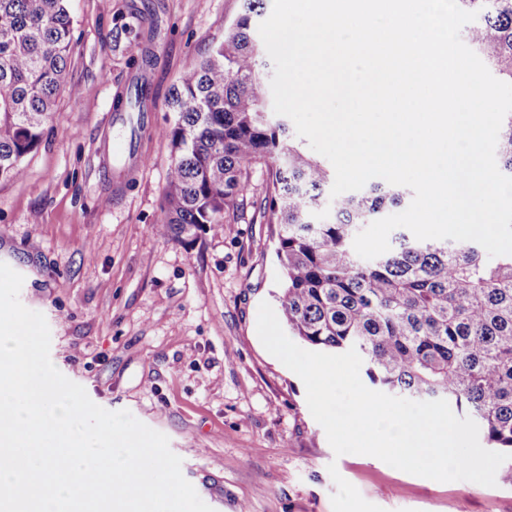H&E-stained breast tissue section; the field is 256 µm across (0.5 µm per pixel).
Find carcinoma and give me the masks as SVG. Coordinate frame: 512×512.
<instances>
[{
    "mask_svg": "<svg viewBox=\"0 0 512 512\" xmlns=\"http://www.w3.org/2000/svg\"><path fill=\"white\" fill-rule=\"evenodd\" d=\"M478 12L467 31L489 69L512 83V0H458ZM263 0H243L224 41L192 60L173 88L164 136L171 160L157 227L184 241L217 232L244 212L251 170L268 168L262 217L277 225L283 271L276 301L290 335L341 354L356 347L370 384L417 401L445 399L471 417L489 447L512 454V255L490 258L475 242L418 241L401 231L372 260L353 249L363 225L400 207L406 192L372 184L326 195L331 173L295 142L288 119L271 118L262 80L271 67L252 36ZM73 17L69 0H0V183L24 174L44 141L57 100L78 97L67 83ZM137 36L112 29V48ZM135 86L126 111L145 112ZM496 154L512 176V114Z\"/></svg>",
    "mask_w": 512,
    "mask_h": 512,
    "instance_id": "obj_1",
    "label": "carcinoma"
}]
</instances>
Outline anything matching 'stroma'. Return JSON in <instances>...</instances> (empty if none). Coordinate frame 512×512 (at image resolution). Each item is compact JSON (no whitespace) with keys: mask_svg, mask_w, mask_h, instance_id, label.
Instances as JSON below:
<instances>
[{"mask_svg":"<svg viewBox=\"0 0 512 512\" xmlns=\"http://www.w3.org/2000/svg\"><path fill=\"white\" fill-rule=\"evenodd\" d=\"M69 80L21 179L0 184V262L24 277L50 358L97 405L127 410L168 436L182 474L209 488L214 512H332L340 475L384 512H512V485L438 482L378 458L335 456L303 381L263 346L261 302L282 270L274 225L247 211L221 233H158L171 148L162 128L181 72L222 41L241 0H70ZM138 10L140 46L112 49V27ZM150 65H143L142 52ZM149 89L139 130L123 114ZM131 140L132 152L112 151Z\"/></svg>","mask_w":512,"mask_h":512,"instance_id":"1","label":"stroma"}]
</instances>
